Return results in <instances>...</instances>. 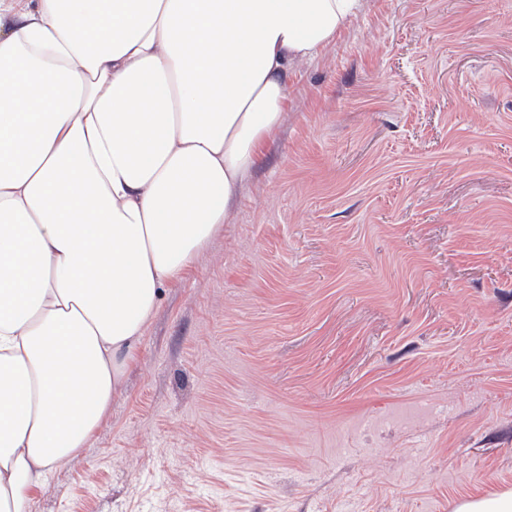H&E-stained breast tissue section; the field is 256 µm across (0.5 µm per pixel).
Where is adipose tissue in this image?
<instances>
[{"label": "adipose tissue", "mask_w": 512, "mask_h": 512, "mask_svg": "<svg viewBox=\"0 0 512 512\" xmlns=\"http://www.w3.org/2000/svg\"><path fill=\"white\" fill-rule=\"evenodd\" d=\"M363 0H0V512L122 392L229 223L295 66Z\"/></svg>", "instance_id": "ef3b65f1"}]
</instances>
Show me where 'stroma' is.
Listing matches in <instances>:
<instances>
[{
  "instance_id": "obj_1",
  "label": "stroma",
  "mask_w": 512,
  "mask_h": 512,
  "mask_svg": "<svg viewBox=\"0 0 512 512\" xmlns=\"http://www.w3.org/2000/svg\"><path fill=\"white\" fill-rule=\"evenodd\" d=\"M28 512H456L512 489V0H367Z\"/></svg>"
}]
</instances>
